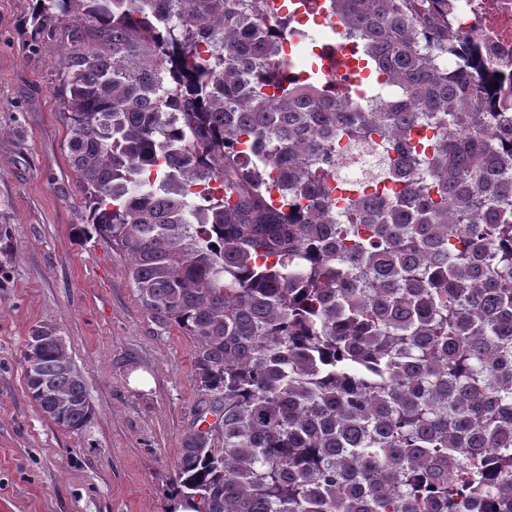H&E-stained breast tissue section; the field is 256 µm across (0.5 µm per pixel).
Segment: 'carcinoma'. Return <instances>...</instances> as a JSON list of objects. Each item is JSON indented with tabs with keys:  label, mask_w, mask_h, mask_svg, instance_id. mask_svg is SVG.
<instances>
[{
	"label": "carcinoma",
	"mask_w": 512,
	"mask_h": 512,
	"mask_svg": "<svg viewBox=\"0 0 512 512\" xmlns=\"http://www.w3.org/2000/svg\"><path fill=\"white\" fill-rule=\"evenodd\" d=\"M277 2L31 13V40L64 23L85 44L59 94L77 228L193 340L216 420L185 434L178 494L196 512H512V101L459 52L455 0H309L344 27L373 112L328 94L321 61L289 78ZM362 146L378 168L345 176ZM24 369L82 432L64 338L32 333Z\"/></svg>",
	"instance_id": "cac0c4a2"
}]
</instances>
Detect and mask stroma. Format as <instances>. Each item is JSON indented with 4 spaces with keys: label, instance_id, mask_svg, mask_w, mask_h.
Segmentation results:
<instances>
[{
    "label": "stroma",
    "instance_id": "stroma-1",
    "mask_svg": "<svg viewBox=\"0 0 512 512\" xmlns=\"http://www.w3.org/2000/svg\"><path fill=\"white\" fill-rule=\"evenodd\" d=\"M34 0H0V512H169L186 432L199 425L192 340L142 308L126 254L83 240L84 194L58 105L66 35L30 39ZM66 341L94 409L81 434L29 398L32 330Z\"/></svg>",
    "mask_w": 512,
    "mask_h": 512
}]
</instances>
